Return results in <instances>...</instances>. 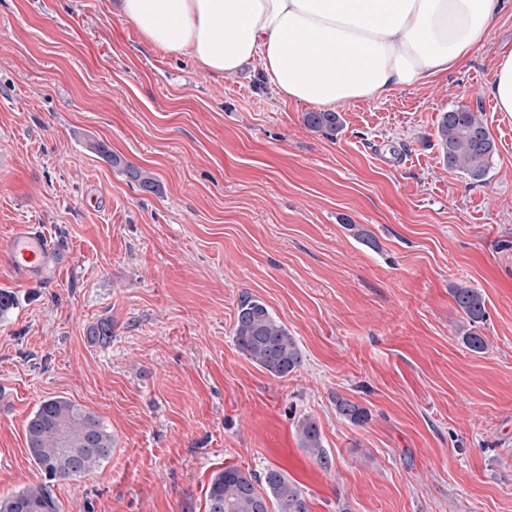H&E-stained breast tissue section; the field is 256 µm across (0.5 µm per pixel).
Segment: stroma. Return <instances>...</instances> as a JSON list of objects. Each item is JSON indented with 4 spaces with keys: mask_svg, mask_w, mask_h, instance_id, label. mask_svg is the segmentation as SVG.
Here are the masks:
<instances>
[{
    "mask_svg": "<svg viewBox=\"0 0 512 512\" xmlns=\"http://www.w3.org/2000/svg\"><path fill=\"white\" fill-rule=\"evenodd\" d=\"M112 2L0 0V239L36 224L72 254L49 285L0 268V497L42 482L25 427L63 396L115 447L56 483L60 512H206L228 466L284 472L310 512H512V115L489 92L512 5L465 64L338 106L331 136L253 71L155 49ZM458 106L495 141L485 182L443 163ZM460 283L485 298V352L458 333ZM245 294L295 337L288 377L238 351ZM306 416L327 464L299 445Z\"/></svg>",
    "mask_w": 512,
    "mask_h": 512,
    "instance_id": "1",
    "label": "stroma"
}]
</instances>
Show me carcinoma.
Segmentation results:
<instances>
[{"label":"carcinoma","mask_w":512,"mask_h":512,"mask_svg":"<svg viewBox=\"0 0 512 512\" xmlns=\"http://www.w3.org/2000/svg\"><path fill=\"white\" fill-rule=\"evenodd\" d=\"M304 122L310 129L334 133L341 127L337 112H307ZM436 138L444 164L473 183L486 181L496 153L487 125L467 106L441 114ZM127 174L142 190L154 188L152 174L126 166ZM453 299L470 329L462 337L467 348L482 353L485 339L474 331L486 318L482 293L467 285H457ZM233 338L238 350L270 375L284 378L301 365L302 355L288 329L270 312L267 305L251 296L243 297L233 323ZM340 415L353 425L368 420L366 408L340 398ZM300 446L316 460L326 463L320 430L309 416L299 421ZM28 454L42 472L46 483L0 498V512H59L53 482L74 480L93 473L112 458V435L93 411L67 399L44 400L26 425ZM207 512H309L299 489L279 470L267 469L257 475L228 466L212 478L207 493Z\"/></svg>","instance_id":"carcinoma-1"}]
</instances>
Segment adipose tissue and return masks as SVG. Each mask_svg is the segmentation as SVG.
<instances>
[{
    "label": "adipose tissue",
    "mask_w": 512,
    "mask_h": 512,
    "mask_svg": "<svg viewBox=\"0 0 512 512\" xmlns=\"http://www.w3.org/2000/svg\"><path fill=\"white\" fill-rule=\"evenodd\" d=\"M156 49L233 75L253 64L282 100L323 111L447 73L500 0H116Z\"/></svg>",
    "instance_id": "ef3b65f1"
}]
</instances>
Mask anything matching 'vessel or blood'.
Here are the masks:
<instances>
[{
    "label": "vessel or blood",
    "mask_w": 512,
    "mask_h": 512,
    "mask_svg": "<svg viewBox=\"0 0 512 512\" xmlns=\"http://www.w3.org/2000/svg\"><path fill=\"white\" fill-rule=\"evenodd\" d=\"M68 261L57 241L29 224L16 225L10 236L0 240V267L16 280H52Z\"/></svg>",
    "instance_id": "vessel-or-blood-1"
}]
</instances>
